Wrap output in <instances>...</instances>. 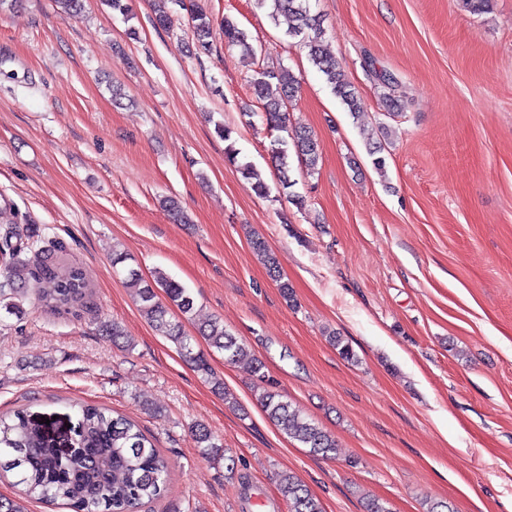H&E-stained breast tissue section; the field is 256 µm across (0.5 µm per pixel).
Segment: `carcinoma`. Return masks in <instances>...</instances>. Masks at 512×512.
I'll return each mask as SVG.
<instances>
[{"label": "carcinoma", "instance_id": "carcinoma-1", "mask_svg": "<svg viewBox=\"0 0 512 512\" xmlns=\"http://www.w3.org/2000/svg\"><path fill=\"white\" fill-rule=\"evenodd\" d=\"M171 2L190 13L194 36L198 43L206 45L211 37L212 21L200 0ZM308 2L271 0L270 17L275 22L281 16L288 18V35L302 38L313 65L325 75L351 115L357 116L361 110L360 98L344 79L338 61L324 52L325 31L321 18L310 12ZM223 29L227 45L253 51L247 33L234 20L224 17ZM377 79L389 89L384 96L387 105L392 109L399 108L400 97L396 95L399 82L386 73ZM253 87L269 126L287 130L284 109L299 91L298 79L286 68H269L258 73ZM294 146L306 166L313 168L317 165L318 143L308 131L295 132ZM240 169L243 177L251 181L255 194L265 195L266 183L259 178L253 165L244 163ZM252 247L266 257L268 272L279 282L283 298L293 302V289L282 280L277 256L268 251L265 241L259 237L252 240ZM125 280L134 289L141 312L155 330L176 345L212 389L224 395V401H231L224 381L214 375L208 358L204 353L194 351V337L185 333L180 322L168 317V302L184 316H193L195 298L191 292L160 271L153 280L147 281L137 270L128 268ZM87 291L80 268L72 266L63 274L56 273L51 252L34 248L24 229L12 227L0 236V318L22 319L25 315L23 302L32 296L44 310L78 319L86 304ZM198 333L210 347L224 353L226 363L248 362L253 375L265 381V365L242 339L224 328L223 321L211 320L201 325ZM258 403L273 424L309 448V453L323 458L336 456L334 437L308 420L273 384H267ZM78 424L74 444L80 448V454L72 457L61 452L43 425L26 410L18 409L8 417L0 416V470L13 473L15 485L22 487L23 495L41 501L62 500L73 512H137L143 500H158L167 494L169 481L165 459L133 420L115 415L105 406L86 404L80 409ZM276 482L288 512H323L317 497L293 473L278 474Z\"/></svg>", "mask_w": 512, "mask_h": 512}]
</instances>
